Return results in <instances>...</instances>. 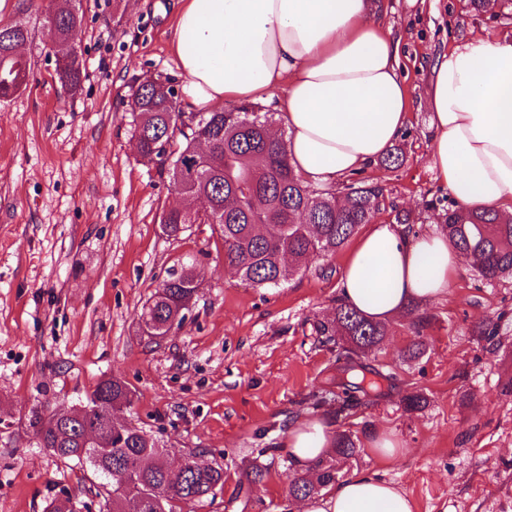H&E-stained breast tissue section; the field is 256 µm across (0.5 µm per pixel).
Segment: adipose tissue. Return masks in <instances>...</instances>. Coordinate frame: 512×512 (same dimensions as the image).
I'll return each instance as SVG.
<instances>
[{"instance_id":"ef3b65f1","label":"adipose tissue","mask_w":512,"mask_h":512,"mask_svg":"<svg viewBox=\"0 0 512 512\" xmlns=\"http://www.w3.org/2000/svg\"><path fill=\"white\" fill-rule=\"evenodd\" d=\"M170 51L194 112L225 100H277L288 159L304 183L330 188L382 158L409 116L398 45L377 0H183ZM426 107L430 163L458 203L512 214V35L462 41L432 65ZM284 98H276L279 88ZM461 256L444 233L403 234L377 223L342 274L345 303L377 321L443 298ZM332 426L305 417L288 430L299 468L329 454ZM301 512H413L393 483L356 472L306 498Z\"/></svg>"}]
</instances>
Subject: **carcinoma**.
<instances>
[{"label":"carcinoma","mask_w":512,"mask_h":512,"mask_svg":"<svg viewBox=\"0 0 512 512\" xmlns=\"http://www.w3.org/2000/svg\"><path fill=\"white\" fill-rule=\"evenodd\" d=\"M82 14L74 0L54 11L48 35L57 57L58 80L75 93L81 85L82 62L74 47ZM29 29L21 20L0 23V98L26 87L30 66L16 46L24 44ZM131 111L137 114L134 136L143 159L166 162L173 184H185V192L200 197L192 212L171 208L162 212L164 233L176 237L189 224H216L224 242V261L254 288H275L308 267L316 258L334 255L364 224L386 209L394 222L414 233L411 214L387 206L385 188L378 183L354 182L343 196L304 184L288 161L286 141L273 139L272 114L255 105L205 113L192 124L177 123L182 117L178 97L169 79L156 78L133 90ZM210 157L183 174L179 161L194 158L200 141ZM442 232L457 250L471 256L481 276L496 281L512 275V215L494 210H473L452 203L445 209ZM196 290L190 269L171 273L142 306L139 322L144 333L159 341L167 335L172 319L183 314ZM317 331L336 340L337 360L343 371L358 382L346 387L367 394L377 389L379 375L355 360L380 344L389 325L368 319L343 301H336L333 318ZM134 392L119 377L101 380L85 403L125 411ZM97 413L62 421L57 414L34 411L30 426L45 448L61 461L86 464L96 479L97 496L104 512H183V508L224 487V467L198 466L189 461L174 476L164 462L162 448L132 426L112 434L109 448H91L81 442L85 426L100 421ZM359 451L347 434L335 440L337 455L348 458ZM336 482V465L321 459L312 469L293 478L289 495L304 499Z\"/></svg>","instance_id":"1"}]
</instances>
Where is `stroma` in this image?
Here are the masks:
<instances>
[{"instance_id": "35a3bbf8", "label": "stroma", "mask_w": 512, "mask_h": 512, "mask_svg": "<svg viewBox=\"0 0 512 512\" xmlns=\"http://www.w3.org/2000/svg\"><path fill=\"white\" fill-rule=\"evenodd\" d=\"M180 0H82L75 49L81 88L56 76L45 16L32 12L22 49L33 75L0 98V512H44L70 498L96 504L91 474L42 448L32 409H67L104 378L135 392L131 417L178 463L190 450L224 467V488L191 512H298L287 498L298 468L288 428L315 415L359 452L337 458L339 478L367 472L400 486L415 512H512V278L489 282L463 261L446 297L425 302L431 323L393 321L363 365L395 374L382 395L349 415L312 408L307 395L335 390L336 346L316 327L333 316L348 241L280 287L241 282L224 263L213 224L171 238L163 208L182 204L167 172L144 161L128 102L155 76L180 84L170 37ZM385 30L400 42L410 101L398 144L404 163L355 174L383 182L419 235L440 230L452 200L430 164L425 106L436 55L463 38L512 33V9L475 12L467 0H386ZM193 266L201 286L185 319L161 342L138 312L170 271ZM496 326L482 336L483 324ZM424 353L406 354L414 340ZM425 405L406 410L404 396ZM393 432L406 453L387 463L367 448ZM266 473L253 486L252 467Z\"/></svg>"}]
</instances>
